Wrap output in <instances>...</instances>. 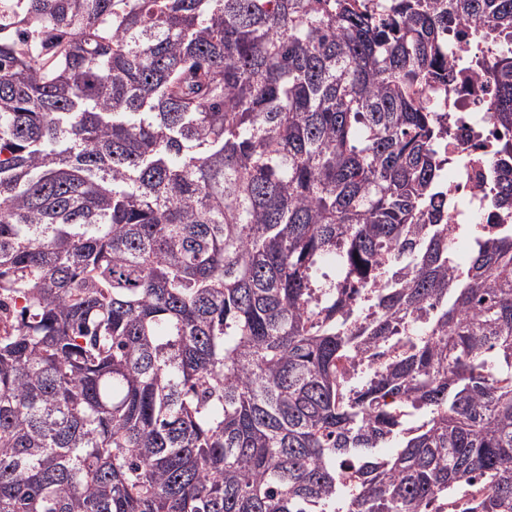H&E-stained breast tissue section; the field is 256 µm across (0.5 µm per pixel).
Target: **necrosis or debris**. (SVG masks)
<instances>
[{
	"instance_id": "obj_1",
	"label": "necrosis or debris",
	"mask_w": 512,
	"mask_h": 512,
	"mask_svg": "<svg viewBox=\"0 0 512 512\" xmlns=\"http://www.w3.org/2000/svg\"><path fill=\"white\" fill-rule=\"evenodd\" d=\"M448 59L460 78L448 89V226L478 224L491 238L512 225V210L488 203L486 157L508 135L488 108L494 89L485 74L492 60L465 32L451 34Z\"/></svg>"
}]
</instances>
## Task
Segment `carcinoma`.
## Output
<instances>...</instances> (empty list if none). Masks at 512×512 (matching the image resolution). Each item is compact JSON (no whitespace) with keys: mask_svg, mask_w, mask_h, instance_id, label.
<instances>
[{"mask_svg":"<svg viewBox=\"0 0 512 512\" xmlns=\"http://www.w3.org/2000/svg\"><path fill=\"white\" fill-rule=\"evenodd\" d=\"M13 2L0 512H512V234L448 265L437 95L473 25L512 128V0Z\"/></svg>","mask_w":512,"mask_h":512,"instance_id":"obj_1","label":"carcinoma"}]
</instances>
